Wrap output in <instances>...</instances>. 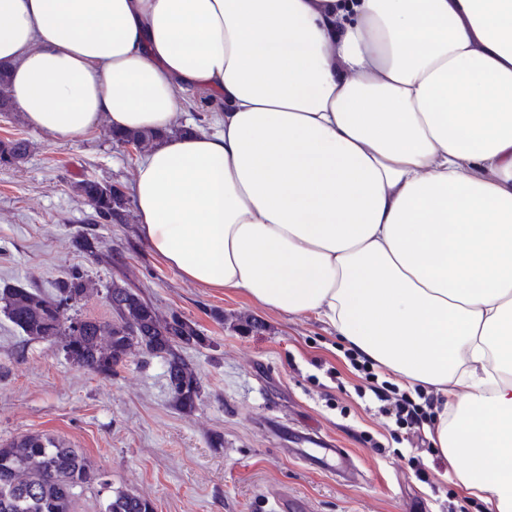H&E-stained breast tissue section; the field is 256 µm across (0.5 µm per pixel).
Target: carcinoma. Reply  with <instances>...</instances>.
I'll list each match as a JSON object with an SVG mask.
<instances>
[{"label": "carcinoma", "instance_id": "cac0c4a2", "mask_svg": "<svg viewBox=\"0 0 512 512\" xmlns=\"http://www.w3.org/2000/svg\"><path fill=\"white\" fill-rule=\"evenodd\" d=\"M110 137L136 149L155 141V134L144 131ZM29 150L23 138L0 140V166L21 163ZM76 188L96 223L127 222L130 200L121 187L85 178ZM88 297L85 274L74 270L52 296L30 288L1 289L0 311L28 339L57 346L73 364L100 376H112L136 352L163 358L174 405L194 410L203 396L202 379L181 348L203 341L196 323L177 312L160 315L139 289L116 281L105 286L110 318L81 314L79 304ZM95 483L108 485L105 474L79 449L52 435L30 433L0 444V512H75L76 497ZM100 512H154V506L120 488L111 490Z\"/></svg>", "mask_w": 512, "mask_h": 512}]
</instances>
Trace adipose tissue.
I'll return each mask as SVG.
<instances>
[{
  "instance_id": "obj_1",
  "label": "adipose tissue",
  "mask_w": 512,
  "mask_h": 512,
  "mask_svg": "<svg viewBox=\"0 0 512 512\" xmlns=\"http://www.w3.org/2000/svg\"><path fill=\"white\" fill-rule=\"evenodd\" d=\"M28 123L161 138L152 250L431 388L462 490L512 512V0H0ZM218 133L175 130L188 91Z\"/></svg>"
}]
</instances>
